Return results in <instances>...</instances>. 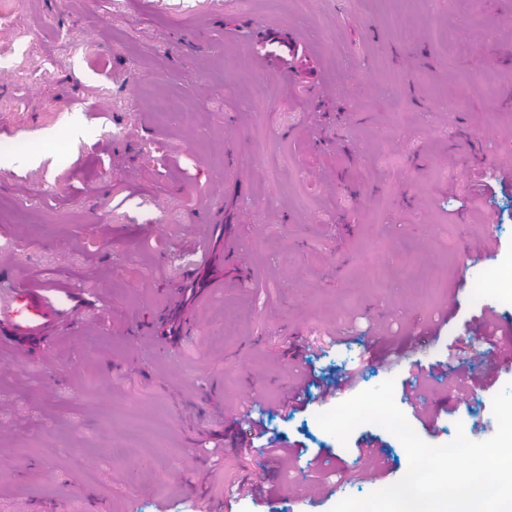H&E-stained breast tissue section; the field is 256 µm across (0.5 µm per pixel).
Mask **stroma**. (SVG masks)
<instances>
[{
    "label": "stroma",
    "instance_id": "1",
    "mask_svg": "<svg viewBox=\"0 0 512 512\" xmlns=\"http://www.w3.org/2000/svg\"><path fill=\"white\" fill-rule=\"evenodd\" d=\"M497 2L0 0V305L28 272L70 284L49 296L53 344L0 351V512H331L395 483L408 455L383 427L343 444L317 423L329 403L278 411L298 345L330 336L311 372L357 371L342 399L403 386L413 350L436 375L398 406L424 441L496 432L512 355L487 353L482 316L512 324V304L472 288L512 271V183L461 202L487 169L512 174ZM263 31L299 38L305 78L245 53ZM214 224L241 227L239 284L199 303ZM175 286L195 334L131 351ZM250 398L300 460L235 424Z\"/></svg>",
    "mask_w": 512,
    "mask_h": 512
}]
</instances>
